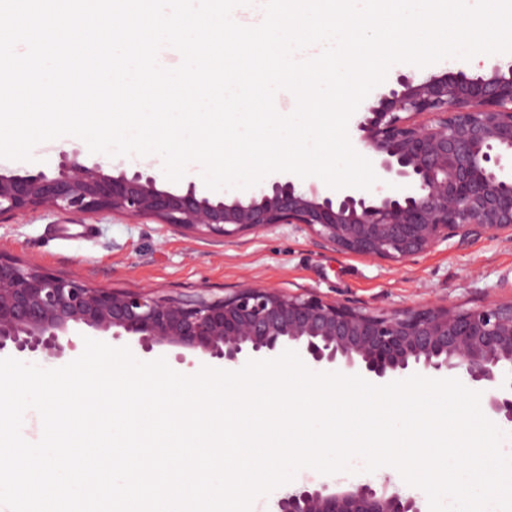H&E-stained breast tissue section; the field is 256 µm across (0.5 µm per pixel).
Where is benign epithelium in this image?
I'll return each instance as SVG.
<instances>
[{
    "label": "benign epithelium",
    "mask_w": 512,
    "mask_h": 512,
    "mask_svg": "<svg viewBox=\"0 0 512 512\" xmlns=\"http://www.w3.org/2000/svg\"><path fill=\"white\" fill-rule=\"evenodd\" d=\"M357 144L378 177L369 190H331L284 176L247 197L213 198L190 182L113 174L64 153L50 170L0 174V217L30 210L80 219L109 213L225 239L276 224H302L325 243L401 261L435 244L512 231V60L490 73L400 74L360 107ZM122 336L149 353L158 345L199 351L224 365L297 352L316 370L388 383L414 374L458 378L512 425V302L474 309L425 304L366 312L316 293L243 285L222 298L97 288L0 254V353L58 358L75 337ZM276 512H420L386 487L302 486Z\"/></svg>",
    "instance_id": "benign-epithelium-1"
}]
</instances>
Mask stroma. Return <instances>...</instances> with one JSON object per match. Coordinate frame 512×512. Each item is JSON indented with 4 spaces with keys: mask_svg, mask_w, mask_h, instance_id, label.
<instances>
[{
    "mask_svg": "<svg viewBox=\"0 0 512 512\" xmlns=\"http://www.w3.org/2000/svg\"><path fill=\"white\" fill-rule=\"evenodd\" d=\"M103 162L113 172L162 175L154 161L89 152L80 138L67 136L36 145L29 161L0 159V174L50 169L61 152ZM0 252L51 273L78 277L98 288H151L174 298L203 293L218 298L243 284L290 293L314 292L370 311L402 310L426 302L461 308L512 301V232L452 239L400 262L356 255L323 243L301 224H278L224 240L200 236L145 217L122 214L79 220L29 212L0 222ZM335 476L301 474L307 482L346 486L371 483L413 496L428 512L426 494L407 485L394 468Z\"/></svg>",
    "mask_w": 512,
    "mask_h": 512,
    "instance_id": "35a3bbf8",
    "label": "stroma"
}]
</instances>
